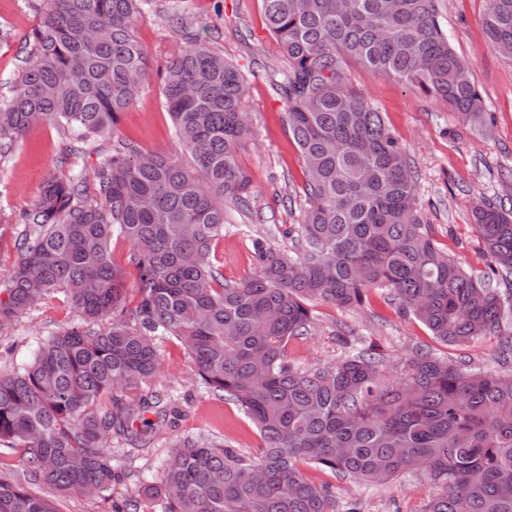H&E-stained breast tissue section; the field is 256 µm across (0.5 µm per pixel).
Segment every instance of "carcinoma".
Wrapping results in <instances>:
<instances>
[{
	"label": "carcinoma",
	"instance_id": "obj_1",
	"mask_svg": "<svg viewBox=\"0 0 512 512\" xmlns=\"http://www.w3.org/2000/svg\"><path fill=\"white\" fill-rule=\"evenodd\" d=\"M150 0H49L12 95L0 100V159L27 130L48 125L84 142L114 133L149 79L135 36ZM484 30L512 60V0H486ZM288 59L280 85L304 164L309 208L291 247L253 242L256 273L227 282L211 261L224 201L251 180L238 153L250 134L240 71L178 16L185 47L161 76L178 147L127 144L94 168L95 194L68 159L21 215L27 232L8 275L0 323L50 294H70L79 321L50 335L32 361L0 375V443L22 448L34 478L61 494L105 493L120 476L105 446L140 440L141 412L118 393L157 370L153 336H172L200 381L243 408L261 437L254 458L185 438L143 495L163 512H336L311 483L310 462L356 483L387 485L422 471L436 492L422 512H512V372H471L415 353L385 382L382 361L348 355L295 369L288 344L307 335L317 300L360 307L391 290L432 336L464 345L497 336L509 293L473 278L434 243L415 206V176L385 114L347 86L346 65L441 99L467 122L483 118L471 68L448 43L434 0H262ZM492 274L512 289V210L475 206ZM133 246L138 303L110 249ZM110 322L101 325L99 321ZM0 512H57L53 501L0 478Z\"/></svg>",
	"mask_w": 512,
	"mask_h": 512
}]
</instances>
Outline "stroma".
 <instances>
[{
  "label": "stroma",
  "instance_id": "35a3bbf8",
  "mask_svg": "<svg viewBox=\"0 0 512 512\" xmlns=\"http://www.w3.org/2000/svg\"><path fill=\"white\" fill-rule=\"evenodd\" d=\"M47 0H0V97L13 88L28 50L29 37L39 26ZM440 24L455 53L470 64L490 118L484 127L464 122L447 102L426 95L393 78L376 76L358 62L347 67L349 87L384 112L388 125L418 174L416 206L433 228L436 245L459 259L476 278L490 280L489 260L472 226V210L481 202L512 204V60L498 54L483 27L486 0H436ZM183 17L192 30L217 53L233 63L247 81L246 110L251 135L239 152L251 179L246 205L224 204V237L213 262L227 281L256 271L253 241L285 248L284 230L303 223L308 209L306 176L298 148L283 121L287 109L280 84L288 61L263 13L262 0H153L135 29L153 69H165L184 40L170 27V15ZM131 143L143 153L172 151L177 139L159 80L145 86L122 114L117 132L94 142L77 167L92 174L99 155ZM69 141L55 128L37 125L18 140L0 162V289L20 259L23 231L17 219L37 200L45 181L59 174ZM315 319L305 338L288 346V360L298 368H317L360 352H377L389 379L400 376L416 350L446 358L479 371L511 370L497 338H480L457 346L432 336L413 314L400 311L389 289L375 288L364 307L314 304ZM76 311L58 292L0 327V374L31 359L38 342L73 323ZM160 365L140 390L125 393L133 405L161 395L173 412L161 419L155 412L136 421L141 441L113 436L108 452L120 483L98 496L68 494L35 480L26 471L22 451L0 445V477L24 484L31 492L55 498L58 512H161L159 503L142 497L144 485L158 482L161 466L176 440L205 439L255 454L261 439L254 424L236 403L220 400L195 376L183 345L173 337L155 339ZM307 479L329 487L338 512L348 500L362 512H420L434 488L419 471L403 473L383 486L357 484L309 464Z\"/></svg>",
  "mask_w": 512,
  "mask_h": 512
}]
</instances>
